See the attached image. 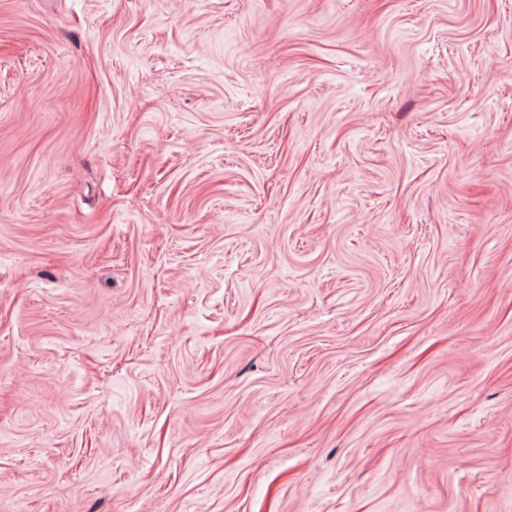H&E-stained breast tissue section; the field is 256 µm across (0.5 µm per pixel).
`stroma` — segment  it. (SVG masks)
I'll return each instance as SVG.
<instances>
[{
    "label": "stroma",
    "mask_w": 512,
    "mask_h": 512,
    "mask_svg": "<svg viewBox=\"0 0 512 512\" xmlns=\"http://www.w3.org/2000/svg\"><path fill=\"white\" fill-rule=\"evenodd\" d=\"M0 512H512V0H0Z\"/></svg>",
    "instance_id": "stroma-1"
}]
</instances>
